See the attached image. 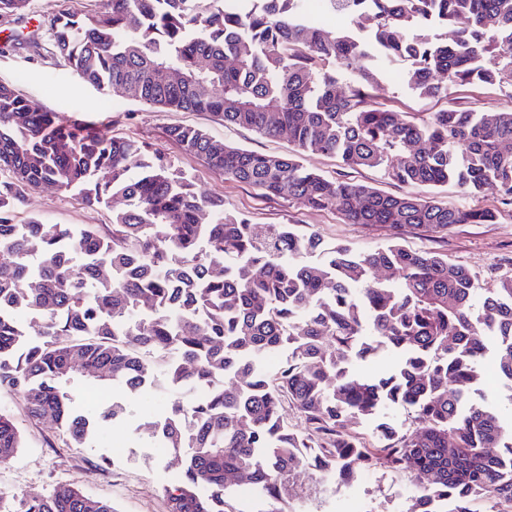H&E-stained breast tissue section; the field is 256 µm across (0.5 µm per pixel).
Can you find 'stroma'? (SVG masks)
<instances>
[{
    "instance_id": "obj_1",
    "label": "stroma",
    "mask_w": 512,
    "mask_h": 512,
    "mask_svg": "<svg viewBox=\"0 0 512 512\" xmlns=\"http://www.w3.org/2000/svg\"><path fill=\"white\" fill-rule=\"evenodd\" d=\"M101 0H31L25 18L0 16V83L38 102L45 111L59 112L74 119L97 122L117 137L134 138L177 168L193 183L197 192L220 196L224 206L249 223L291 224L298 231L317 233L325 247L348 245L355 253H367L385 246L386 230L345 223L338 213L306 207L278 196L259 195L247 184L227 181L211 173L196 158L185 155L166 131L174 125L204 129L215 139L268 154L286 155L292 146L283 138H268L238 126H224L206 112L163 111L125 99L106 100L89 84L78 79L52 45L41 16L60 7L78 13L97 10ZM36 33L38 45L17 44L16 34ZM396 64H387L373 90L383 107L420 117L451 105H463L478 112H497L512 107V89L492 85H467L442 98L422 99L401 79ZM301 163L329 179L369 184L383 193H405L382 170L344 166L333 155L306 151ZM423 195L435 196L451 205L489 208L497 213L491 224H457L441 233L413 231L403 234L401 243L412 250L445 254L449 262L467 267L474 275L476 296H484L498 281L512 276V204L494 191L478 196L464 194L458 186L426 187ZM120 200L111 205L88 206L78 190L63 191L43 185L28 192L18 208L17 222L37 217L52 224L111 226L113 210L123 208ZM488 374L473 393L481 402L512 419V383L491 375V361H484ZM125 404L124 415L101 424L79 447H66L62 434L49 422L30 420L20 399L0 391V412L11 414L23 437V446L10 463L0 466V489L42 496L64 485L80 486L86 494L109 500L114 512H168L170 473L179 465L169 455L157 454L156 442L144 432L148 423L165 418L171 402L191 399V389L168 385L163 368H156L155 380L136 393L117 391ZM124 442L126 457L112 459L108 449ZM292 481L304 499L306 512H405L413 489L406 478L372 469L359 473L350 483L322 476L312 469L296 472Z\"/></svg>"
}]
</instances>
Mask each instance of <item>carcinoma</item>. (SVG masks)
Returning a JSON list of instances; mask_svg holds the SVG:
<instances>
[{"label": "carcinoma", "instance_id": "obj_1", "mask_svg": "<svg viewBox=\"0 0 512 512\" xmlns=\"http://www.w3.org/2000/svg\"><path fill=\"white\" fill-rule=\"evenodd\" d=\"M345 2L351 28L333 38L303 0H242L233 14L224 0H103L100 11L54 10L44 22L73 72L106 96L287 138L294 153L282 156L200 127L167 129L226 180L391 231L394 242L364 255L325 249L317 234L287 225L260 230L139 141L72 127L0 84V389L72 447L124 411L112 389L138 390L159 361L171 386H208L206 399L177 400L150 426L181 466L169 512H241L239 485L282 504L270 512H298L288 477L307 466L346 482L377 466L406 476L416 487L407 512H479L485 497L492 512H512V421L469 401L490 340L498 374L512 382V278L476 309L467 268L396 242L409 229L489 224L495 211L330 180L298 160L318 150L408 187L453 181L512 201V108L450 106L414 121L371 94L380 64L402 56L415 59L405 82L421 99L466 84L512 88V0ZM29 3L0 0V15L22 16ZM429 17L453 39L433 34ZM331 61L350 71L348 82L325 68ZM43 184L77 188L89 206L120 197L125 208L105 233L15 223ZM308 252L322 260L308 262ZM20 310L30 322L15 319ZM283 346L286 362L258 368ZM387 350L400 355L395 371L362 379L349 370L351 358ZM81 387L102 398L100 417L75 408ZM395 405L412 411L416 429L380 417ZM288 408L299 424H288ZM357 417L377 420L375 442L349 427ZM21 447L0 412V464ZM0 512L114 510L67 487L1 491Z\"/></svg>", "mask_w": 512, "mask_h": 512}]
</instances>
